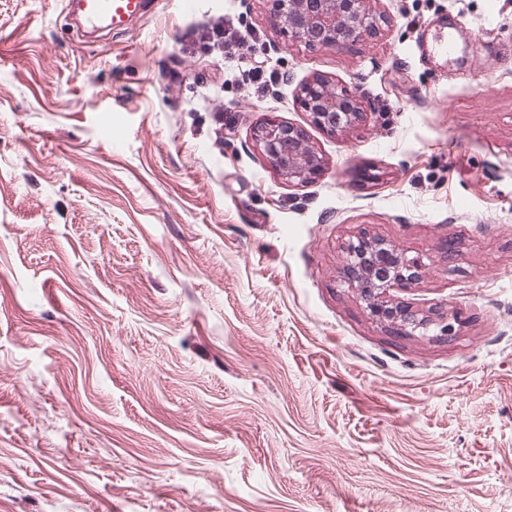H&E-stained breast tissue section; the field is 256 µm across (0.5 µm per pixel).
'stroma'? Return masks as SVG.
<instances>
[{"label":"stroma","instance_id":"stroma-1","mask_svg":"<svg viewBox=\"0 0 512 512\" xmlns=\"http://www.w3.org/2000/svg\"><path fill=\"white\" fill-rule=\"evenodd\" d=\"M368 5L376 38L311 50L266 0L93 34L0 0V512H512V0ZM227 16L276 90L192 45ZM318 76L366 123L311 126ZM271 117L319 180L270 166ZM363 233L431 259L394 295L455 336L369 318ZM253 135L266 160L288 184L305 186L322 177L323 161L308 145L301 128L269 118Z\"/></svg>","mask_w":512,"mask_h":512}]
</instances>
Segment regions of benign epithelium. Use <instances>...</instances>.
Returning a JSON list of instances; mask_svg holds the SVG:
<instances>
[{
  "mask_svg": "<svg viewBox=\"0 0 512 512\" xmlns=\"http://www.w3.org/2000/svg\"><path fill=\"white\" fill-rule=\"evenodd\" d=\"M288 39L309 49L343 48L379 29L381 17L369 11L365 0H268ZM310 123L334 134L356 125L366 116L361 102L346 89L316 78L302 85L297 96ZM254 140L269 164L294 186L322 177L324 164L308 145L304 131L286 121L269 118L254 131ZM430 265L420 255L411 256L393 243L360 237L348 246L345 271L348 283L359 288L369 315L403 333L435 332L456 335L458 316L418 317L412 307L391 298Z\"/></svg>",
  "mask_w": 512,
  "mask_h": 512,
  "instance_id": "1",
  "label": "benign epithelium"
}]
</instances>
